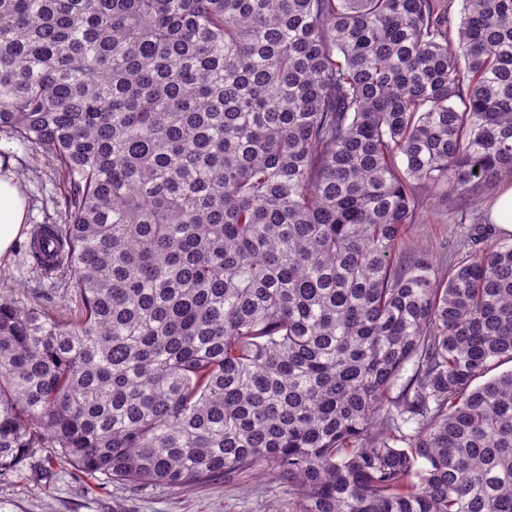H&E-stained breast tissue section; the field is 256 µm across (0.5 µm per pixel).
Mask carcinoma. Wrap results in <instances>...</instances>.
Listing matches in <instances>:
<instances>
[{"label":"carcinoma","mask_w":512,"mask_h":512,"mask_svg":"<svg viewBox=\"0 0 512 512\" xmlns=\"http://www.w3.org/2000/svg\"><path fill=\"white\" fill-rule=\"evenodd\" d=\"M442 2L0 0V132L69 215L29 257L81 301L0 298V475L512 512V245L394 263L419 192L512 176V0Z\"/></svg>","instance_id":"1"}]
</instances>
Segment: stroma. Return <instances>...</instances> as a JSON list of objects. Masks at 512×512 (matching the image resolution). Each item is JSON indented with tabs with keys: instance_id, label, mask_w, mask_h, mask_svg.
I'll return each instance as SVG.
<instances>
[{
	"instance_id": "stroma-1",
	"label": "stroma",
	"mask_w": 512,
	"mask_h": 512,
	"mask_svg": "<svg viewBox=\"0 0 512 512\" xmlns=\"http://www.w3.org/2000/svg\"><path fill=\"white\" fill-rule=\"evenodd\" d=\"M0 153L10 155L29 202L25 234L16 240L10 255L0 259V296L23 305L37 304L55 314L76 309V297L63 286L65 271L44 277L26 253L30 229L57 219L55 203L61 198L62 188L59 177L34 149L22 147L2 134ZM498 194L494 187L445 205L425 199L420 220L410 226L397 261L425 252L437 267H445L460 230L472 224L474 218L487 217ZM0 512H295V506L287 484L258 469L217 484L182 489L91 484L71 465L43 449L32 454L18 471L0 477Z\"/></svg>"
}]
</instances>
